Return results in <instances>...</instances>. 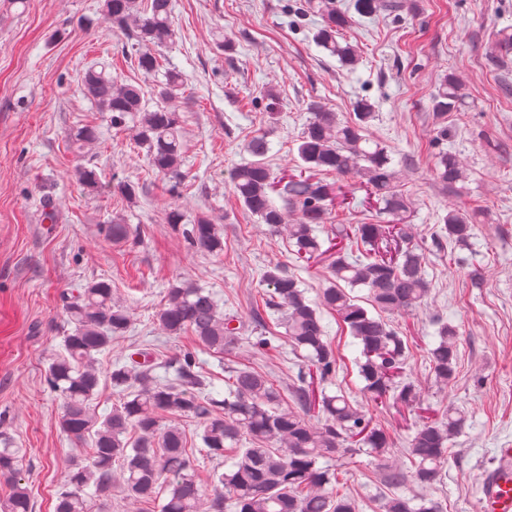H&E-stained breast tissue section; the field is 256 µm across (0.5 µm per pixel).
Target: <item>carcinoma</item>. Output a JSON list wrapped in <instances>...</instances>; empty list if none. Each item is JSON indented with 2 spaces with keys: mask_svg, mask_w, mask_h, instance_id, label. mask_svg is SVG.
Instances as JSON below:
<instances>
[{
  "mask_svg": "<svg viewBox=\"0 0 512 512\" xmlns=\"http://www.w3.org/2000/svg\"><path fill=\"white\" fill-rule=\"evenodd\" d=\"M311 7L323 18L315 34L317 45L342 66L355 67L357 51L342 38L351 23L349 14L339 10L335 0H311ZM403 7L401 0L353 2L361 16L396 14ZM100 8L104 19L122 29L135 48L138 70L162 78L153 103L141 84L119 85L93 69L84 76V91L100 111L110 113L113 126L134 123L137 146L145 150L152 168L176 186L184 179L182 113L175 105L184 78L164 68L153 50L172 38V0H102ZM466 98L463 82L447 75L432 94L433 112L440 117L457 112ZM352 110L353 118L342 121L320 105L310 106L298 139V172L274 175L266 161L269 141L258 133L246 146L251 160L229 173L235 196L258 223L272 235L288 230L296 261H328L329 286L318 303L306 297L301 281L286 266L270 265L261 274L264 308L279 315L288 345L307 367L288 387L293 406L284 407L279 389L257 370H234L224 395L197 370L194 352L161 363L143 348L111 366L107 379L119 404L98 414L97 355L126 333L130 319L126 307L112 298L111 284L93 281L78 295L64 298L72 329L63 340L66 354L53 359L46 374L48 388L63 400L60 428L73 439L91 442L88 462L76 461L67 471L55 512H109L115 487L136 501L164 496L160 512H360L354 498L336 491V470L319 466V461L363 448L384 461L391 448L361 407L340 392H326L336 373V356L321 309L335 313L358 346L359 375L370 400L416 412L421 399L405 375L408 348L386 315L421 307L431 283L425 277V248L406 230L409 201L394 159L384 144L367 134L375 105L361 98ZM322 172L353 178L375 199L378 221L338 224L333 236L321 239L318 227L326 223L335 196L334 185L318 177ZM434 179L454 188L466 181L467 172L456 154L441 149ZM290 213L298 215L294 224L288 221ZM442 222L433 235L436 249L448 242L463 244L473 235L472 219L462 208H448ZM104 230L114 243L140 239V229L123 217L112 219ZM182 234L197 253L224 251L223 233L203 215ZM348 287L367 289L374 312L359 305ZM157 321L170 335L191 331L199 343L221 354L239 344L243 328L237 315L220 312L209 290L189 281L167 288ZM437 334L439 340L428 352L429 365L436 379L447 385L459 367L460 332L440 322ZM161 364L175 371L167 384L155 380ZM313 413L321 426L310 423ZM184 418L197 422L202 448L196 452L186 446L180 426ZM464 425L465 417L452 407L435 418L418 415L407 448L409 464L384 466L385 483L392 488L411 480L423 486L441 483L450 442ZM198 452L209 460H224L229 468L222 471L217 465L201 480ZM27 468L26 450L9 432L0 431V477L9 487L0 499V512H32ZM381 512H447V507L424 499L414 508L410 499L394 495L382 503Z\"/></svg>",
  "mask_w": 512,
  "mask_h": 512,
  "instance_id": "cac0c4a2",
  "label": "carcinoma"
}]
</instances>
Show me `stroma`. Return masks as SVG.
I'll list each match as a JSON object with an SVG mask.
<instances>
[{
	"label": "stroma",
	"mask_w": 512,
	"mask_h": 512,
	"mask_svg": "<svg viewBox=\"0 0 512 512\" xmlns=\"http://www.w3.org/2000/svg\"><path fill=\"white\" fill-rule=\"evenodd\" d=\"M172 42L161 48L166 67L186 82L177 106L185 114L183 169L179 187L155 172L128 128L113 126L109 113L84 96L87 70L116 82L142 78L134 59L122 55L126 39L105 23L100 0H0V425L29 458L27 479L35 512H55L57 494L85 445L60 429L61 398L45 381L52 357L70 330L61 296L89 282L106 280L114 299L130 308L131 326L98 357L109 369L121 355L145 344L163 358L196 353L201 370L224 387L228 366H249L285 387L299 362L283 338L276 316L265 326L276 341L255 354L248 339L251 315L262 303L259 273L282 264L318 300L327 285L324 263H296L285 236H270L234 196L228 173L249 158L245 145L266 129L274 174H289L299 157L296 140L318 103L351 117V104L366 97L376 105L370 136L401 162V180L411 202V232L430 242L440 215L452 205L466 209L476 226L468 245L450 256L428 251L431 292L416 311L388 320L409 346L407 377L430 412L454 407L467 421L452 440L446 476L437 486L410 483L406 497L446 500L448 512H479L477 477L496 449L512 446V54L491 60L496 33L512 27V0H412L400 18L354 16L343 33L357 46L352 70L319 47L313 35L321 16L307 0H173ZM229 40L223 51L218 43ZM459 76L469 94L466 108L450 113L448 148L469 171L457 189L434 181V138L442 122L431 95L446 74ZM273 90L279 119L266 122L263 94ZM90 125L98 139L83 148L68 141L71 129ZM95 169L99 184L77 182L79 167ZM138 185L136 202L112 184ZM180 210L184 225L198 214L224 228L221 256L196 253L167 222ZM128 216L141 229L135 243L115 244L100 225ZM190 280L211 290L222 311L237 313L244 339L227 354L199 347L191 332L167 335L156 315L169 283ZM443 318L462 334L460 367L450 385L429 367L433 321ZM327 339L336 352L334 382L359 404L391 441L390 462H403L416 417L406 409L372 402L363 392L355 360L358 348L331 314H324ZM344 491L362 512H380L392 490L379 461L366 452L337 457Z\"/></svg>",
	"instance_id": "obj_1"
}]
</instances>
